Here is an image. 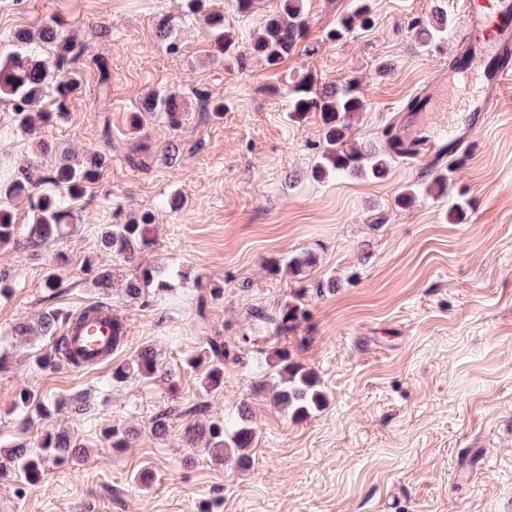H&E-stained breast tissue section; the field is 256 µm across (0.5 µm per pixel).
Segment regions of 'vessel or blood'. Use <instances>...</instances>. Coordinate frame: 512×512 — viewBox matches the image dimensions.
Wrapping results in <instances>:
<instances>
[{
	"mask_svg": "<svg viewBox=\"0 0 512 512\" xmlns=\"http://www.w3.org/2000/svg\"><path fill=\"white\" fill-rule=\"evenodd\" d=\"M512 80V0H464L457 47L448 65L435 70L404 119L396 126L392 146L401 158L414 162L430 156L447 160L467 148L500 102L506 81ZM456 85L460 111L448 114L436 107L449 85ZM71 352L98 364L109 346L105 319L87 320L68 329Z\"/></svg>",
	"mask_w": 512,
	"mask_h": 512,
	"instance_id": "1",
	"label": "vessel or blood"
}]
</instances>
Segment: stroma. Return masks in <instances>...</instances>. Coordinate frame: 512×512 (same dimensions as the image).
Returning a JSON list of instances; mask_svg holds the SVG:
<instances>
[{
    "mask_svg": "<svg viewBox=\"0 0 512 512\" xmlns=\"http://www.w3.org/2000/svg\"><path fill=\"white\" fill-rule=\"evenodd\" d=\"M435 0H371L372 25L329 36L353 0H306L304 39L276 68L210 55V37L185 0H0V55L13 34L56 21L88 52L80 90L65 112L41 125L46 151L17 133L0 99V182L20 169H46L90 150L108 157L93 200L74 205V230L38 248L0 247V267L16 282L0 296V457L18 441L37 447L64 429L85 460L47 463L42 483L0 477V512H504L512 503V85L448 174L445 194L429 185L434 161L392 160L384 177L330 176L310 170L322 146L318 116L296 123L278 88L310 73L317 87L361 81L366 110L357 147L382 145L416 88L456 49L463 0H444L449 35L422 43L416 20ZM240 49L263 30L275 0H208ZM391 73L376 76L379 63ZM156 91L175 92L180 127L153 117L129 123ZM221 100L223 112L212 111ZM415 189L410 206L398 197ZM179 194L181 209L168 201ZM461 205L464 219L446 214ZM152 213L149 248L129 261L100 244L104 224ZM309 254L301 275L273 273L276 260ZM116 269L112 288L87 281L86 259ZM157 268L172 290L151 306L130 299L124 283ZM56 274L62 291L47 299ZM221 287L211 297V287ZM290 303L307 310L299 334L274 335ZM111 307L126 329L111 361L32 369L48 339L17 341L19 322L49 309L78 315ZM241 345L224 369V389L206 392L204 367L190 368L207 336ZM153 345L160 371L150 381L110 385L112 367ZM288 348L314 370L325 404L304 419L273 403V352ZM62 404L22 429V388ZM91 410L76 418L72 402ZM206 402L211 420L248 403L256 440L245 467L189 451L185 424L167 435L148 424L171 406ZM137 429L116 450L100 435Z\"/></svg>",
    "mask_w": 512,
    "mask_h": 512,
    "instance_id": "stroma-1",
    "label": "stroma"
}]
</instances>
